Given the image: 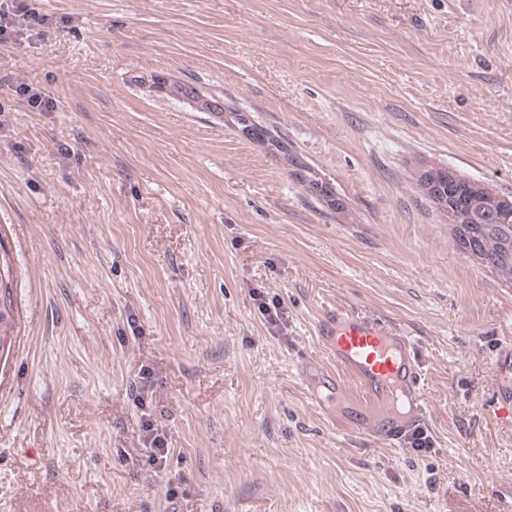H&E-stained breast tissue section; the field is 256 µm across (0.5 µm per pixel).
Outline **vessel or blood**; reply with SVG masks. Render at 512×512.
Instances as JSON below:
<instances>
[{
  "instance_id": "1",
  "label": "vessel or blood",
  "mask_w": 512,
  "mask_h": 512,
  "mask_svg": "<svg viewBox=\"0 0 512 512\" xmlns=\"http://www.w3.org/2000/svg\"><path fill=\"white\" fill-rule=\"evenodd\" d=\"M317 333L328 357L359 382L371 401L360 415L359 429L398 448L423 427L422 373L409 336L346 311L322 318ZM497 395L502 407L512 411V350L498 362Z\"/></svg>"
}]
</instances>
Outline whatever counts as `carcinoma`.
Listing matches in <instances>:
<instances>
[{"label": "carcinoma", "mask_w": 512, "mask_h": 512, "mask_svg": "<svg viewBox=\"0 0 512 512\" xmlns=\"http://www.w3.org/2000/svg\"><path fill=\"white\" fill-rule=\"evenodd\" d=\"M167 96L171 98H186L195 102L206 112H220L223 107L218 99L206 95L192 85L180 81H172L167 88ZM290 165L295 167L292 175L300 179L310 190L336 205L333 193L327 183L323 182L311 169L295 158H289ZM423 186L427 191L433 205L448 217L455 215L454 206L458 205L455 199V190L448 188V184L429 183L422 178ZM467 206L460 212V223L473 224L479 233L478 247L486 256L497 263L498 279L512 285V214L499 205L500 196L493 194L485 187L475 183H468ZM11 261L8 253L0 252V351H4L7 344L12 342L11 329L13 326V300L10 288Z\"/></svg>", "instance_id": "1"}]
</instances>
